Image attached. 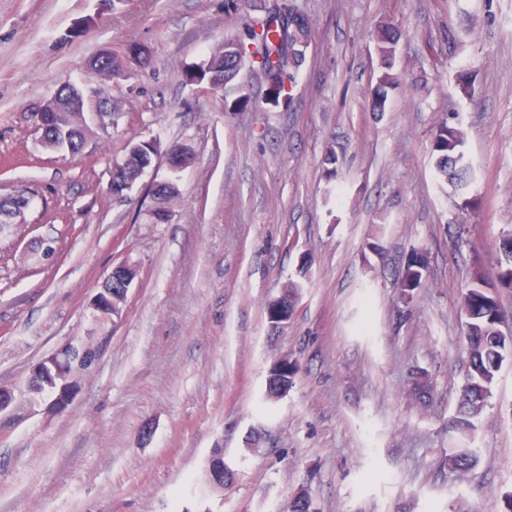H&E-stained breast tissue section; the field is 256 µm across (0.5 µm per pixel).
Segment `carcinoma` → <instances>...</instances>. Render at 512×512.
Returning <instances> with one entry per match:
<instances>
[{"mask_svg": "<svg viewBox=\"0 0 512 512\" xmlns=\"http://www.w3.org/2000/svg\"><path fill=\"white\" fill-rule=\"evenodd\" d=\"M249 0H244L242 32L233 38H226L215 46L205 59L190 68L186 80L192 84L206 83L216 90L227 87L236 80L249 64H256L263 73L266 95L275 104L289 106L296 82V74L305 59L310 43L312 25L308 15L295 0H272L264 6L265 14L259 18L251 16ZM401 39V32L386 26L375 32L374 40L382 59L384 71L378 76L372 88V105L376 111H384L389 90L394 86L395 77L390 70ZM124 57L111 52L96 58L93 73L106 81H119L127 77L123 67ZM80 88L68 84L58 90L57 100L41 101L34 107L33 116L40 117L45 128L43 143L54 144L59 137L67 138L72 153L80 152L85 144L87 124L81 115L70 110L71 102L77 100L87 105L79 95ZM460 130L443 122L435 131L431 151L435 155V176L442 185L462 193L469 186V170L463 162ZM159 144L151 140L129 142L122 159L112 165V188L110 191L124 194L138 181L145 169L149 168L159 152ZM170 167L178 170L190 163L192 154L185 145H174L168 150ZM179 195L176 182L172 179L150 186L153 217L163 221L168 217V203ZM502 257L494 277L486 275L482 268L474 270L472 278L462 293V309L467 319L464 336L467 354V372L461 398L450 428L463 437L470 438L476 430V421L494 397L495 383L505 361H512V339L502 336L497 322L503 311L498 298L491 289H512V237L504 240ZM428 267L425 253H409L399 274V288L402 298H413L414 291L422 287L423 274ZM138 271L131 265H119L113 269L101 293L98 323L103 325L112 319H119L123 313L125 297L117 283H134ZM300 285L288 284L282 296L267 306L271 321L286 320L293 314ZM86 370L85 361L73 358L66 368V377L60 379L48 376L39 385L31 388L28 398L60 399L67 395L68 382L78 384V373ZM296 366L284 361L272 368L267 379V397L276 399L292 384ZM478 461L475 449L468 446L452 448L448 454V470L462 475L471 470Z\"/></svg>", "mask_w": 512, "mask_h": 512, "instance_id": "carcinoma-1", "label": "carcinoma"}]
</instances>
